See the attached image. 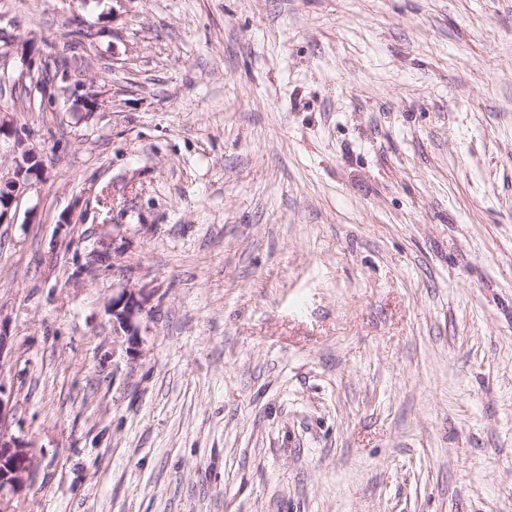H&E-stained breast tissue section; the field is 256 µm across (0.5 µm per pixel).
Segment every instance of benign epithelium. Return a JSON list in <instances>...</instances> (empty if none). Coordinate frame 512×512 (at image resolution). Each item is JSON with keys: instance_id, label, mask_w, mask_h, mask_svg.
<instances>
[{"instance_id": "obj_1", "label": "benign epithelium", "mask_w": 512, "mask_h": 512, "mask_svg": "<svg viewBox=\"0 0 512 512\" xmlns=\"http://www.w3.org/2000/svg\"><path fill=\"white\" fill-rule=\"evenodd\" d=\"M58 90L53 96V105L60 102L68 103L75 100L85 106L92 107L95 100L82 93L84 83L74 78L71 71H61L58 74ZM12 111V108L3 105L0 107V140L3 138L13 140L12 152L19 154L27 152L31 161H38L36 152L26 147V139L22 130L16 128L13 122L3 117V114ZM41 165L37 164L31 171L25 172L20 168V160H15L14 168L3 173L0 171V224L6 223L11 209L24 194L29 181L39 176ZM147 298L143 291L132 288H123L112 296L109 311L112 312V323L117 335L124 336L127 352L134 353L140 345V318L145 312ZM4 393L0 385V512H14V496L24 488L31 485L34 476L33 449L21 443L11 433V422L6 403L1 394Z\"/></svg>"}]
</instances>
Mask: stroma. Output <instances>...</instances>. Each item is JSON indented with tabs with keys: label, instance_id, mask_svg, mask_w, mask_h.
<instances>
[{
	"label": "stroma",
	"instance_id": "obj_1",
	"mask_svg": "<svg viewBox=\"0 0 512 512\" xmlns=\"http://www.w3.org/2000/svg\"><path fill=\"white\" fill-rule=\"evenodd\" d=\"M0 30L100 103L12 114L45 168L0 224L15 512H512V0H0ZM147 298L142 290L123 288L112 296L109 311L116 336L123 338L130 355L137 351L140 342V318L145 312ZM124 333V334H122Z\"/></svg>",
	"mask_w": 512,
	"mask_h": 512
}]
</instances>
